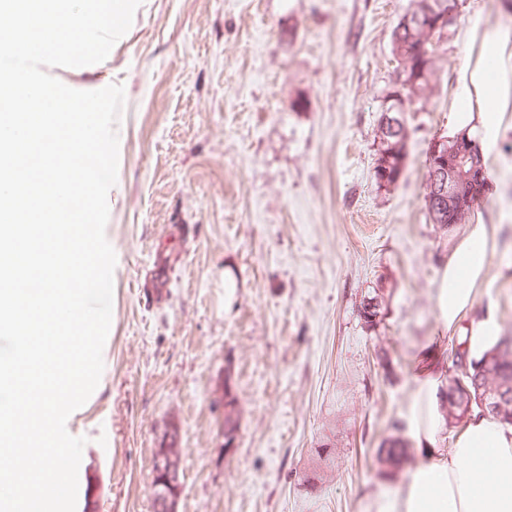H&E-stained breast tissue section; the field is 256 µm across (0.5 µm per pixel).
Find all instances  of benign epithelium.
<instances>
[{
  "instance_id": "1",
  "label": "benign epithelium",
  "mask_w": 512,
  "mask_h": 512,
  "mask_svg": "<svg viewBox=\"0 0 512 512\" xmlns=\"http://www.w3.org/2000/svg\"><path fill=\"white\" fill-rule=\"evenodd\" d=\"M457 17V8L445 0H427L422 10L409 12L403 26L420 29L426 42L435 45L445 37ZM407 99L397 88L386 95L382 109V134L405 140L404 112ZM434 163L431 169L432 217L452 224L464 216L465 206L461 186L465 182L482 183L485 176L480 152L469 138L452 140L438 138L433 145ZM182 448L178 429L173 426L154 449L151 483L157 512H177L181 493Z\"/></svg>"
}]
</instances>
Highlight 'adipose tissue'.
Instances as JSON below:
<instances>
[{"label":"adipose tissue","instance_id":"obj_1","mask_svg":"<svg viewBox=\"0 0 512 512\" xmlns=\"http://www.w3.org/2000/svg\"><path fill=\"white\" fill-rule=\"evenodd\" d=\"M469 34L448 133L468 134L490 164L512 127V36L478 15L469 20ZM494 247L487 225L476 222L456 237L439 272L437 323L442 331L462 332L469 357L476 359L501 337L493 311L476 321L468 318L488 281ZM413 386L405 421L417 462L400 488L372 501V512H512V426L476 413L451 447H444L448 420L440 393L445 380L434 360L421 364Z\"/></svg>","mask_w":512,"mask_h":512}]
</instances>
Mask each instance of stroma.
<instances>
[{
    "instance_id": "stroma-1",
    "label": "stroma",
    "mask_w": 512,
    "mask_h": 512,
    "mask_svg": "<svg viewBox=\"0 0 512 512\" xmlns=\"http://www.w3.org/2000/svg\"><path fill=\"white\" fill-rule=\"evenodd\" d=\"M459 3L387 189L375 136L409 0H143L105 61L51 68L76 90L125 91L104 370L69 424L97 512H153V453L173 425L178 512H367L396 489L375 452L405 421L422 352L447 363L434 297L463 230L428 220L424 152L448 132L469 18L508 17L502 0ZM503 143L473 211L497 238L476 311L512 335V130ZM227 377L242 410L229 456Z\"/></svg>"
}]
</instances>
